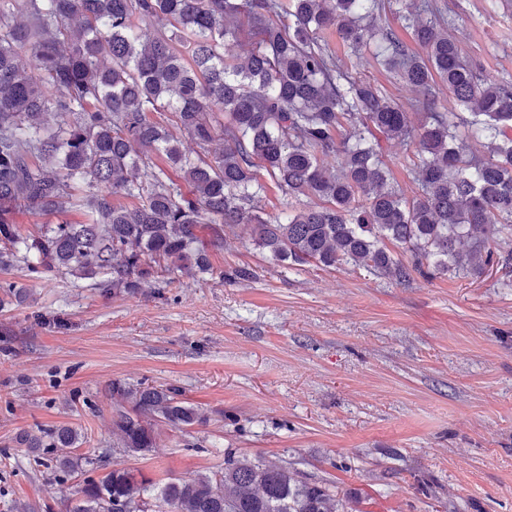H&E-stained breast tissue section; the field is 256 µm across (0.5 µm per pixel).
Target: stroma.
<instances>
[{"mask_svg": "<svg viewBox=\"0 0 512 512\" xmlns=\"http://www.w3.org/2000/svg\"><path fill=\"white\" fill-rule=\"evenodd\" d=\"M448 31L483 73L512 80V0H444ZM350 71L417 99L370 54L324 34ZM214 271L147 295L1 273L32 300L0 306V512H65L80 475L37 465L16 439L70 426L80 452L112 445L115 381L177 388L206 422L161 427L156 448L114 462L155 481L224 467L225 450L291 463L356 512H512V288L349 265L290 268L227 237ZM245 268L249 280L225 281Z\"/></svg>", "mask_w": 512, "mask_h": 512, "instance_id": "1", "label": "stroma"}]
</instances>
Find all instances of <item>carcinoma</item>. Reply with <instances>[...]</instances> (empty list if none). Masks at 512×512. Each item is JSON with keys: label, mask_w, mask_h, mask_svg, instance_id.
<instances>
[{"label": "carcinoma", "mask_w": 512, "mask_h": 512, "mask_svg": "<svg viewBox=\"0 0 512 512\" xmlns=\"http://www.w3.org/2000/svg\"><path fill=\"white\" fill-rule=\"evenodd\" d=\"M403 2L0 0V271L135 295L164 272L209 273L210 250L242 225L289 266L352 265L399 283L511 267L512 82L462 56L441 0H420L426 20L408 6L400 16L425 58L388 29L374 53L421 93L415 122L320 40L334 29L357 52L363 19ZM243 20L251 48L230 60ZM446 93L464 111H443ZM461 136L484 152L464 157ZM383 137L413 147L411 197L390 181ZM265 176L288 199L277 215L261 205ZM21 209L86 220L25 232ZM0 291V305L28 298L15 282ZM109 393L126 405L111 419L114 454L150 452L163 424L207 420L172 387L114 382ZM79 443L66 426L18 438L47 466L105 471L66 512H353L323 482L230 450L224 469L161 486L106 450L75 453Z\"/></svg>", "instance_id": "cac0c4a2"}]
</instances>
